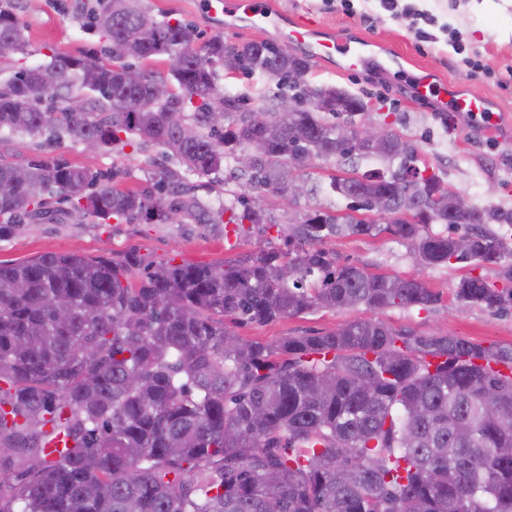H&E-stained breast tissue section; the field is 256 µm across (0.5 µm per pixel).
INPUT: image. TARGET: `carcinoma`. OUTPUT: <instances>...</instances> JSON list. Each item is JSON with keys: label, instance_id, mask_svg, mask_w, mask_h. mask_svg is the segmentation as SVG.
Instances as JSON below:
<instances>
[{"label": "carcinoma", "instance_id": "cac0c4a2", "mask_svg": "<svg viewBox=\"0 0 512 512\" xmlns=\"http://www.w3.org/2000/svg\"><path fill=\"white\" fill-rule=\"evenodd\" d=\"M155 38L144 45L141 28ZM82 26L105 37L108 59L54 52L0 89V132L97 140L102 149L154 145L178 170L148 191H124L113 176L43 157L27 169L0 159V238L27 221L50 219L47 197L98 224H167L201 215L181 193L186 175L208 176L247 150L249 188L288 197L289 172L312 155H356L382 165L359 177L330 176L329 190L364 203L387 197L386 223L316 208L280 224L241 193L207 215L245 224L267 246L220 265L145 264L79 253L0 264V454L21 456L0 470V512H512V346L483 347L445 334L408 340L380 321L354 319L323 336L276 343L242 339L224 317L270 323L323 308L417 307L437 295L418 278L340 265L322 248L334 236L388 233L408 243L419 265L484 266L512 256L487 224L512 226V210L452 209L434 172L391 137L382 152L336 133L329 112H275L256 125L237 97H225L215 126L220 62L259 74L292 97L339 100L354 124L364 101L306 82L311 63L269 42L192 46L193 31L159 19L143 0H95ZM26 27L0 4V46L26 49ZM170 60L167 74L125 79L127 58ZM82 107L42 111L40 99L73 81ZM177 89L154 100V82ZM190 123L195 135L185 137ZM410 174L397 181L392 168ZM414 212L416 223L395 214ZM472 227L469 247L429 231ZM281 240L288 251L275 246ZM291 266L282 279V265ZM456 298L499 311L512 289L464 277ZM71 308L68 320L57 307Z\"/></svg>", "mask_w": 512, "mask_h": 512}]
</instances>
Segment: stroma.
I'll return each instance as SVG.
<instances>
[{
  "mask_svg": "<svg viewBox=\"0 0 512 512\" xmlns=\"http://www.w3.org/2000/svg\"><path fill=\"white\" fill-rule=\"evenodd\" d=\"M157 18L176 17L188 23L195 43L223 38L226 44L247 41L278 42L270 29H241L230 21L209 17L205 0H145ZM286 21L307 18L315 37L335 35L364 42L366 60L352 67L342 58L312 61L307 79L314 86H333L352 92L369 106V119L385 123L417 150L420 163L442 176L447 187L466 195L478 206L495 204L512 209V0H414L417 9L432 14L424 25L412 16H392L379 0H272ZM14 10L27 28L25 51L0 58V84L14 72L44 63L57 51L70 55L102 53L108 41L80 26L76 13L81 0H13ZM477 60L474 68L462 57ZM425 72L437 85L487 99L491 123L472 120L465 112L449 111L439 95L415 96L410 78ZM219 95L241 96L246 107L268 104L272 91L260 75L219 74ZM53 155L69 165L89 166L111 173L120 189H151L160 171L175 167L173 159L155 146L124 147L87 154L69 140L53 142L43 136L0 134V158L25 166ZM336 165L318 161L308 169V185L319 192L278 211L280 223L313 208L346 211L347 200L326 191ZM247 176L224 178L187 176L185 187L210 212L223 204L227 191L244 192ZM264 238L255 233L234 242L224 239V227L191 219L181 224H93L71 218L61 222L24 224L0 240V262L16 264L48 253L77 252L91 257L119 259L138 254L144 262L218 264L254 251ZM325 250L340 264H353L373 274L418 278L438 296L428 309L391 307L370 310L321 309L276 322L224 323L248 340L276 342L288 336H320L357 319L378 320L413 337L451 334L482 346L512 345V309L490 311L463 306L455 298L461 278L480 277L506 287L504 265L481 267L455 264L422 268L415 264L406 243L382 233L327 239Z\"/></svg>",
  "mask_w": 512,
  "mask_h": 512,
  "instance_id": "obj_1",
  "label": "stroma"
}]
</instances>
